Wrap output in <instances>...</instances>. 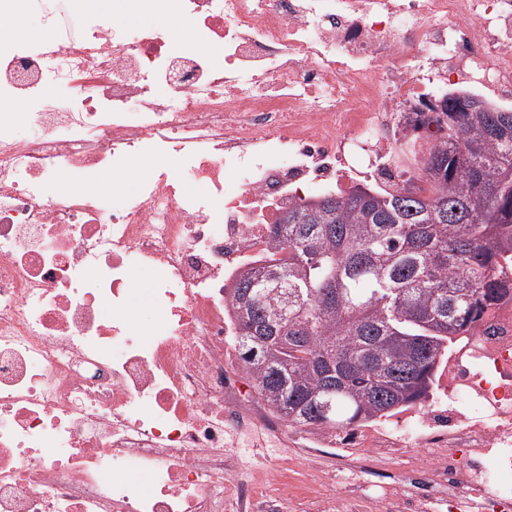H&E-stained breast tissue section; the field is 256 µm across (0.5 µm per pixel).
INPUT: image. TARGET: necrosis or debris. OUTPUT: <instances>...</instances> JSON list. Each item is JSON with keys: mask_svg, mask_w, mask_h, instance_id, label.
<instances>
[{"mask_svg": "<svg viewBox=\"0 0 512 512\" xmlns=\"http://www.w3.org/2000/svg\"><path fill=\"white\" fill-rule=\"evenodd\" d=\"M177 13L192 25L174 40ZM0 512H512V300L448 391L349 454L239 465L227 282L269 228L390 151L450 82L512 106V0H0ZM138 191L106 205L119 168ZM206 184L205 194L184 184ZM149 273L147 327L131 274ZM402 464L399 475L382 461ZM140 473L133 482L127 471Z\"/></svg>", "mask_w": 512, "mask_h": 512, "instance_id": "necrosis-or-debris-1", "label": "necrosis or debris"}]
</instances>
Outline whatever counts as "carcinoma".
I'll list each match as a JSON object with an SVG mask.
<instances>
[{
	"instance_id": "obj_1",
	"label": "carcinoma",
	"mask_w": 512,
	"mask_h": 512,
	"mask_svg": "<svg viewBox=\"0 0 512 512\" xmlns=\"http://www.w3.org/2000/svg\"><path fill=\"white\" fill-rule=\"evenodd\" d=\"M427 131L430 190L357 185L272 225V274L227 292L258 394L301 430L421 407L457 338L512 294V110L446 93Z\"/></svg>"
}]
</instances>
